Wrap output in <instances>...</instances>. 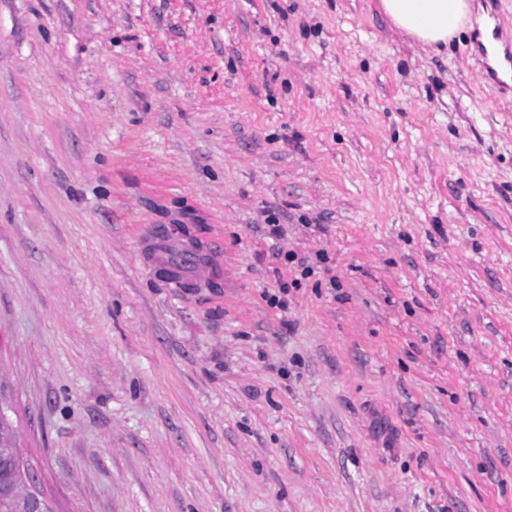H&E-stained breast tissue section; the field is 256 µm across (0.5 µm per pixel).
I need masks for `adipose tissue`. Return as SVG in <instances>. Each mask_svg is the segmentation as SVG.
Listing matches in <instances>:
<instances>
[{"label": "adipose tissue", "mask_w": 512, "mask_h": 512, "mask_svg": "<svg viewBox=\"0 0 512 512\" xmlns=\"http://www.w3.org/2000/svg\"><path fill=\"white\" fill-rule=\"evenodd\" d=\"M395 28L421 46L448 44L471 22L470 0H381Z\"/></svg>", "instance_id": "obj_1"}]
</instances>
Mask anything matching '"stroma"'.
I'll use <instances>...</instances> for the list:
<instances>
[{"mask_svg":"<svg viewBox=\"0 0 512 512\" xmlns=\"http://www.w3.org/2000/svg\"><path fill=\"white\" fill-rule=\"evenodd\" d=\"M479 34L0 0V370L58 512H512V93ZM159 224L218 287H169Z\"/></svg>","mask_w":512,"mask_h":512,"instance_id":"1","label":"stroma"}]
</instances>
